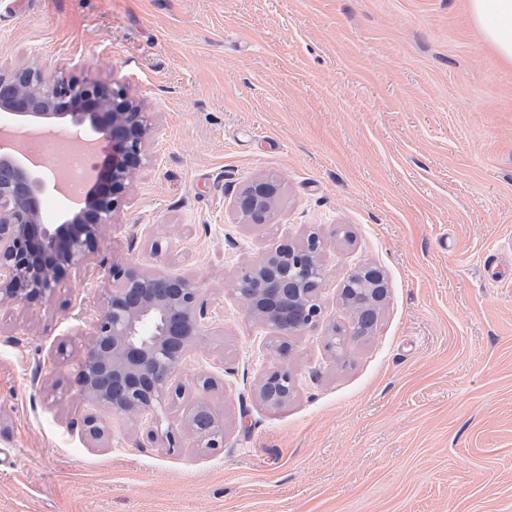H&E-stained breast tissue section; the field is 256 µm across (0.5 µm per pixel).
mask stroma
Here are the masks:
<instances>
[{
    "instance_id": "35a3bbf8",
    "label": "stroma",
    "mask_w": 512,
    "mask_h": 512,
    "mask_svg": "<svg viewBox=\"0 0 512 512\" xmlns=\"http://www.w3.org/2000/svg\"><path fill=\"white\" fill-rule=\"evenodd\" d=\"M0 53L124 89L154 127L93 264L0 311V512H512V280L482 277L488 250L512 265V65L468 0H0ZM258 177L282 185L261 229L235 207ZM312 230L326 321L355 265L388 294L345 362L323 325L294 336L299 388L270 408L233 283ZM115 264L199 281L181 379L212 384L158 415L181 430L203 397L222 448H162L75 385ZM88 415L107 447L70 430Z\"/></svg>"
}]
</instances>
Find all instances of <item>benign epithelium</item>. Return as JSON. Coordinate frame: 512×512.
Listing matches in <instances>:
<instances>
[{"label":"benign epithelium","instance_id":"obj_1","mask_svg":"<svg viewBox=\"0 0 512 512\" xmlns=\"http://www.w3.org/2000/svg\"><path fill=\"white\" fill-rule=\"evenodd\" d=\"M19 77L14 97L0 98V308L31 306L48 300L71 269L86 265L102 227L126 197L137 174L151 161V132L142 104L122 90L97 81H80L60 68L47 74L37 62L18 66L0 56V81ZM69 122L82 138L106 140L109 161L94 171L98 191L66 211L58 224L44 223L39 198L46 189L44 163L26 156L9 139L18 124L54 127ZM280 185L251 182L238 196L237 208L253 226L271 223ZM324 241L310 233L303 245L282 242L242 265L235 293L248 316L269 335L264 347L280 364L266 370L257 385L258 398L272 406L288 401L297 378L288 368L289 339L322 319L321 290L326 276ZM112 283L78 360L76 382L82 395L97 405L136 422L157 439L155 409L165 397H179L176 383L188 348L202 335L208 320L199 282L166 270L113 266ZM361 284L370 308L378 311L387 295L384 275L367 266L350 269L340 285L343 305H357L349 283ZM197 447H224V421L202 398L185 416ZM82 437L94 447L109 443L110 430L101 418H83Z\"/></svg>","mask_w":512,"mask_h":512}]
</instances>
